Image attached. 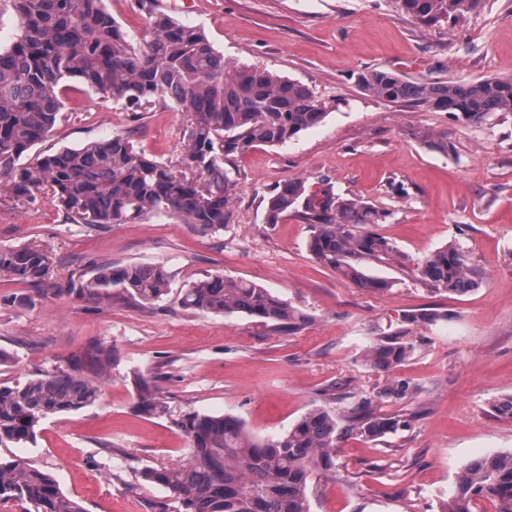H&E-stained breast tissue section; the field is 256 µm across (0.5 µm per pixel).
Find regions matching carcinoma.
Segmentation results:
<instances>
[{"instance_id":"obj_1","label":"carcinoma","mask_w":512,"mask_h":512,"mask_svg":"<svg viewBox=\"0 0 512 512\" xmlns=\"http://www.w3.org/2000/svg\"><path fill=\"white\" fill-rule=\"evenodd\" d=\"M415 21L436 25L482 7L484 0H396ZM18 21L9 48L0 49V202L49 194L75 224H128L146 216H168L217 233L233 216V181L224 161L253 145L282 146L319 124L325 112L305 84L249 66L224 61L204 32L139 0L150 19L148 35L137 39L107 11L105 0H7ZM76 81L105 103L120 106L138 122L144 113L173 105L186 114L181 169L147 154L122 135L78 148L43 151L30 157L60 124L68 82ZM365 94L388 102L444 111L481 125L512 114V77L471 81L415 82L380 69L360 74ZM264 219L278 224L290 215L311 226L313 259L359 288L385 291L388 278L368 273L388 267L396 246L375 227L391 211L342 197L324 184L315 192L291 178L263 197ZM47 257L33 243L0 248V274L18 283L47 276ZM422 281L437 291L464 294L477 287L480 272L461 244L453 243L417 264ZM146 303L170 291L161 266L128 264L99 270L81 290L100 300L112 289ZM188 310L243 313L261 323L294 331L309 317L242 278L211 276L181 289ZM405 332L385 336L364 351L376 372L400 366L415 350ZM111 364V351L89 346L70 368L24 383L0 382V447L34 440L52 415L96 402L97 377ZM135 413L161 418L165 403L152 381L134 375ZM409 387L391 381L382 398L403 399ZM189 447L187 460L146 466L143 481L166 489L178 512H310L309 495L318 473H336V444L357 433L376 440L394 433L401 421L381 417L361 402L341 423L325 408H313L275 439L259 440L241 419L188 411L175 420ZM485 498L497 512H512V453L481 455L457 475L443 512H471ZM27 503L34 512H86L50 473L20 459L0 458V501Z\"/></svg>"}]
</instances>
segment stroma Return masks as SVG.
I'll use <instances>...</instances> for the list:
<instances>
[{
    "label": "stroma",
    "instance_id": "stroma-1",
    "mask_svg": "<svg viewBox=\"0 0 512 512\" xmlns=\"http://www.w3.org/2000/svg\"><path fill=\"white\" fill-rule=\"evenodd\" d=\"M175 17L205 31L225 60L309 86L325 105L316 127L279 147L253 146L225 167L235 184L233 220L216 234L166 217L134 224H75L49 196L0 203V247L40 245L49 259L38 284L0 275V381L26 382L68 367L85 346L112 351L92 405L46 419L34 443L0 448L49 470L87 512H176L163 488L142 483L148 465L186 458L175 421L188 411L232 415L261 438L283 434L316 407L338 416L361 401L406 428L337 444L336 472L320 477L311 512H441L457 474L475 457L512 452V418L494 403L512 396V114L470 125L448 113L365 95L360 73L378 68L411 81L512 76V0H485L439 26L405 16L394 0H188ZM68 111L46 150L122 134L163 161L184 148L185 116L158 108L140 122L72 83ZM448 137L447 151L425 142ZM290 178L310 190L387 207L379 228L397 247L385 293L354 286L318 265L311 228L296 217L270 225L263 196ZM453 242L481 273L464 295L422 282L418 262ZM165 267L170 293L143 304L116 293L101 302L76 292L96 267ZM268 288L309 317L288 333L242 315L182 308V288L211 275ZM434 324L408 326L412 313ZM408 329L413 354L391 372L366 367L372 342ZM154 380L168 416L134 410L133 374ZM406 398L383 400L390 381Z\"/></svg>",
    "mask_w": 512,
    "mask_h": 512
}]
</instances>
